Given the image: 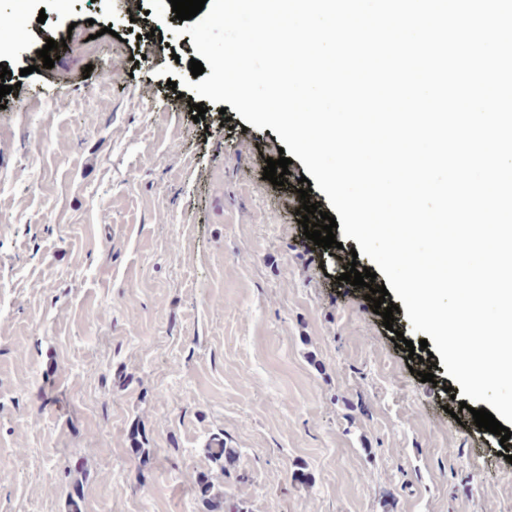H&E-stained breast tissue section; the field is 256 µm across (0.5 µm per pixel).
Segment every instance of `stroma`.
Wrapping results in <instances>:
<instances>
[{
  "instance_id": "35a3bbf8",
  "label": "stroma",
  "mask_w": 512,
  "mask_h": 512,
  "mask_svg": "<svg viewBox=\"0 0 512 512\" xmlns=\"http://www.w3.org/2000/svg\"><path fill=\"white\" fill-rule=\"evenodd\" d=\"M137 3L0 0V512H208L203 479L250 512H512V439L340 281L372 265L342 228L306 238L272 128L193 121L158 73L192 38Z\"/></svg>"
}]
</instances>
